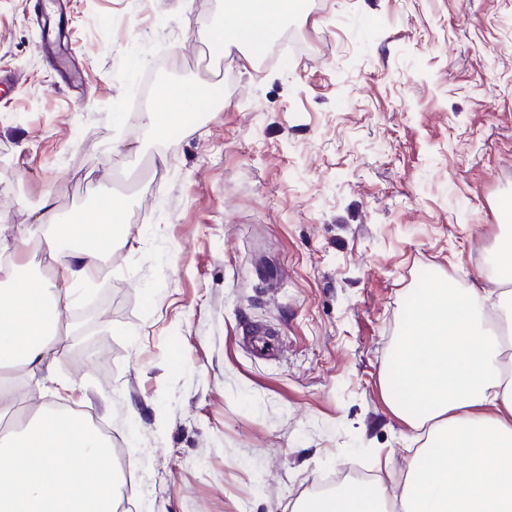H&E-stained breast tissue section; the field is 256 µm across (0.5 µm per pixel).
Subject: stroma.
Returning a JSON list of instances; mask_svg holds the SVG:
<instances>
[{
	"instance_id": "35a3bbf8",
	"label": "stroma",
	"mask_w": 512,
	"mask_h": 512,
	"mask_svg": "<svg viewBox=\"0 0 512 512\" xmlns=\"http://www.w3.org/2000/svg\"><path fill=\"white\" fill-rule=\"evenodd\" d=\"M224 0H67L66 56L41 51L46 0H0V243L51 196L62 220L124 203L127 239L66 299L55 377L128 462L133 512H295L342 468L410 464L423 431L381 387L410 307L440 279L486 280L512 198V0H306L274 45L189 60ZM207 95L161 138L141 112L176 83ZM167 167L155 166L154 152ZM95 313L94 347L73 352ZM274 332L256 354L250 330Z\"/></svg>"
}]
</instances>
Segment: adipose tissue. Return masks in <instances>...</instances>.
Masks as SVG:
<instances>
[{"label": "adipose tissue", "instance_id": "adipose-tissue-1", "mask_svg": "<svg viewBox=\"0 0 512 512\" xmlns=\"http://www.w3.org/2000/svg\"><path fill=\"white\" fill-rule=\"evenodd\" d=\"M297 0H225L218 51L266 43L294 14ZM199 89L172 86L169 109L144 112V124L162 135L173 113L192 111ZM122 204L103 193L95 209L72 223L56 220L44 198L37 221L18 234L46 249L54 279L33 273L17 252L0 247V370L26 369L32 392L42 394L44 377L59 352L61 296L54 281L79 289L110 272L104 256L121 223ZM512 326V304L493 302L486 288L461 291L440 283L427 289L402 332L391 370L383 377L386 395L402 391L406 402L391 410L412 429L429 427L434 445L415 449L409 472L396 479L380 461L381 484L348 482L339 491L304 501L299 512H512V343L493 321ZM398 480L399 494L386 493Z\"/></svg>", "mask_w": 512, "mask_h": 512}]
</instances>
